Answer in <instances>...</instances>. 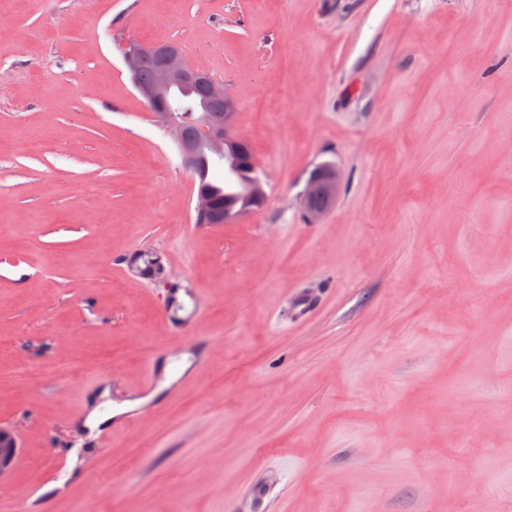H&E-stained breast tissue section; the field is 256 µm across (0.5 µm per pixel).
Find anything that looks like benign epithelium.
Here are the masks:
<instances>
[{
    "mask_svg": "<svg viewBox=\"0 0 512 512\" xmlns=\"http://www.w3.org/2000/svg\"><path fill=\"white\" fill-rule=\"evenodd\" d=\"M152 55L159 59L160 67L155 73L153 82L143 84L139 81L141 60ZM122 56L133 85L140 96L155 112L159 123L165 126L172 138L179 136L181 117L173 112L167 99L168 92L182 88H204L205 96L209 99L224 102V129L215 131L211 128L208 117L197 116L195 126L198 141L206 142L213 154L217 157L224 155L237 157L240 138L235 133L237 117V99L231 95L224 84L203 72L190 68L184 61L180 48L172 42H155L143 44L136 40H128L122 46ZM249 177L246 180V193L250 199L263 201L267 192L263 180L258 175V165L251 158L246 164ZM339 191V182L336 172L329 173L328 181L321 183L312 180L307 184L302 198V206L310 219L314 220L324 215L326 208L315 207L311 200L326 195L335 199ZM214 201L210 193L201 192L196 195L194 213L201 219L209 217L213 211ZM20 439L17 433L9 426H0V486H5L14 472L20 454Z\"/></svg>",
    "mask_w": 512,
    "mask_h": 512,
    "instance_id": "7a95c632",
    "label": "benign epithelium"
}]
</instances>
